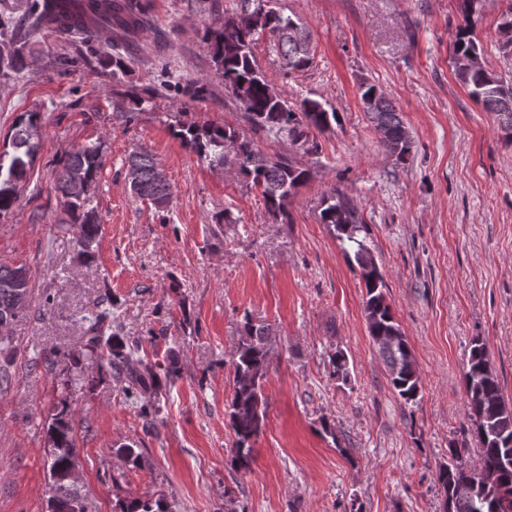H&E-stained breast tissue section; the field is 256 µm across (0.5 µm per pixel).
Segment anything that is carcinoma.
<instances>
[{
	"label": "carcinoma",
	"mask_w": 512,
	"mask_h": 512,
	"mask_svg": "<svg viewBox=\"0 0 512 512\" xmlns=\"http://www.w3.org/2000/svg\"><path fill=\"white\" fill-rule=\"evenodd\" d=\"M264 0H243L240 12L224 19L218 28H210L206 41L216 70L224 77V87L247 112L257 127L267 129L275 137L289 142L294 152H318L316 141L304 130L320 133L337 122V113L328 111L317 100L304 98L292 106L284 91L272 85L256 68L252 45L254 36L268 31L276 36L285 66L302 70L311 62L310 32L289 16L262 6ZM148 23L141 0H32L27 13L19 23L7 29L0 20V44L15 46L14 52L0 57V73L20 74L28 67L32 51L26 49L27 35L43 27L52 28L63 36L79 35L86 44L98 40L103 30L112 32L110 52L101 62L112 67V75L124 71L122 51L125 41L135 36ZM454 57L466 58L464 64H453L454 73L468 94L482 107L496 115L498 126L506 142H512V81L490 73L484 64L479 44L465 24L458 28L454 42ZM364 111L375 127L386 130L383 142L396 160L402 161L412 148L411 138L395 106L380 89L363 82L359 87ZM33 119L14 127L11 136L14 153H0V212L9 210L17 200V185L27 174L36 151L33 143ZM181 142L196 155L212 165L224 164V146L238 143L242 170L261 190L262 200L274 219L288 221V199L310 179V170L300 167L284 156H269L239 133L226 126L213 124L181 125L176 130ZM128 165L136 169L138 185L131 187L134 194L161 208L172 194L171 184L158 178L157 162L147 151H134ZM102 158L92 146L77 150L64 160L56 180L69 211L72 223L79 227L81 254L94 259L93 245L100 233V220L88 198H73L68 194L73 176L84 177L85 189H90ZM321 222L332 227L336 238L348 244L353 260L364 282L363 301L368 335L389 368L390 384L397 395L407 403L416 401L421 388L419 372L409 342L386 303L383 276L365 242L359 237L363 219L350 199L333 190L323 202ZM20 268L0 265V322L18 318L12 312V303L18 289L30 293L29 280H18ZM112 328V312L102 311L90 325L87 351L92 364L108 367L113 375L127 383L126 392L153 385L162 389V379L150 370L140 372L128 367L126 344L119 336L106 335ZM246 336L241 340L233 363V393L228 403L229 427L234 433L231 465L247 469L252 461L253 444L261 429L256 418L263 404L262 383L266 376L268 351L265 333L245 323ZM465 390L469 419L474 438L479 444V466L488 481L473 479L464 456L467 448H449L448 463L439 466L435 481L448 496V512H512V406L503 396L496 373L493 371L485 344L473 342L468 354L465 372ZM50 442L47 467L50 476L48 512H84L83 497L73 479L78 470L75 451L73 412L67 405L54 415L48 427ZM120 512H171L170 505L161 496L154 499H134L120 506Z\"/></svg>",
	"instance_id": "carcinoma-1"
}]
</instances>
